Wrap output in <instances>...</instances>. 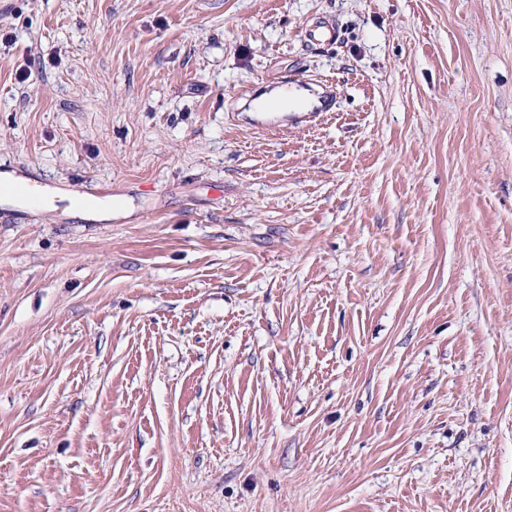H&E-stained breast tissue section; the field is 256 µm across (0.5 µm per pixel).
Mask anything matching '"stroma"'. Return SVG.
I'll list each match as a JSON object with an SVG mask.
<instances>
[{
  "instance_id": "stroma-1",
  "label": "stroma",
  "mask_w": 512,
  "mask_h": 512,
  "mask_svg": "<svg viewBox=\"0 0 512 512\" xmlns=\"http://www.w3.org/2000/svg\"><path fill=\"white\" fill-rule=\"evenodd\" d=\"M0 171V512H512V0H0ZM2 195L12 198L23 208L32 211L44 204V198L38 187L29 182L16 181L14 184L3 185L0 182Z\"/></svg>"
}]
</instances>
